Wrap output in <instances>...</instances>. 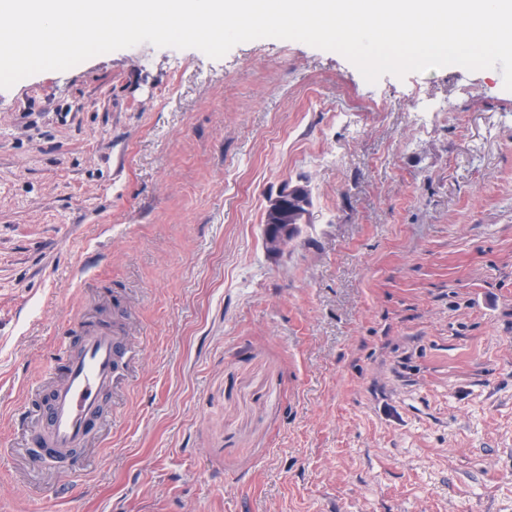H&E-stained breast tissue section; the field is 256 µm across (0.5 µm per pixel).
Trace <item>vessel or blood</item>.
Returning a JSON list of instances; mask_svg holds the SVG:
<instances>
[{"instance_id":"b4317fda","label":"vessel or blood","mask_w":512,"mask_h":512,"mask_svg":"<svg viewBox=\"0 0 512 512\" xmlns=\"http://www.w3.org/2000/svg\"><path fill=\"white\" fill-rule=\"evenodd\" d=\"M77 349L62 347V379L52 385L41 424L32 434L45 463L74 460L97 421L115 382L118 336L107 321L79 324Z\"/></svg>"}]
</instances>
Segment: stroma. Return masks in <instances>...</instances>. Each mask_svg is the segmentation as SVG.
<instances>
[{
    "mask_svg": "<svg viewBox=\"0 0 512 512\" xmlns=\"http://www.w3.org/2000/svg\"><path fill=\"white\" fill-rule=\"evenodd\" d=\"M86 319L127 358L54 467L33 390ZM0 512H512L501 68L141 43L0 89ZM306 204L310 208L312 201L307 189ZM303 200L302 187L293 186L287 188L283 194L275 198L269 205L265 222L268 225V247L270 252H279L292 239L291 230L304 222L307 217V209Z\"/></svg>",
    "mask_w": 512,
    "mask_h": 512,
    "instance_id": "35a3bbf8",
    "label": "stroma"
}]
</instances>
